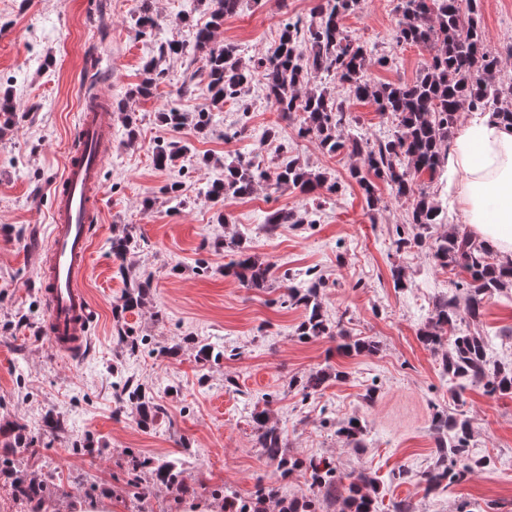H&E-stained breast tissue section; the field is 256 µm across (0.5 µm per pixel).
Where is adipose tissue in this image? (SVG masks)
I'll use <instances>...</instances> for the list:
<instances>
[{"label":"adipose tissue","instance_id":"1","mask_svg":"<svg viewBox=\"0 0 512 512\" xmlns=\"http://www.w3.org/2000/svg\"><path fill=\"white\" fill-rule=\"evenodd\" d=\"M448 172L457 202L477 235L512 258V129L495 113L477 112L454 134Z\"/></svg>","mask_w":512,"mask_h":512}]
</instances>
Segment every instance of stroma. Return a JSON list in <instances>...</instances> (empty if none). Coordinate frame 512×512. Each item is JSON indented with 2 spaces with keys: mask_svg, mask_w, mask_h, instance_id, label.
<instances>
[{
  "mask_svg": "<svg viewBox=\"0 0 512 512\" xmlns=\"http://www.w3.org/2000/svg\"><path fill=\"white\" fill-rule=\"evenodd\" d=\"M399 0H362L344 26L357 41L386 57L372 67L374 81H414L428 49L395 40ZM317 0H243L225 18L218 36L245 56L268 54L281 22L309 15ZM139 0H0V89H11L16 122L0 134V451L11 448L25 478L62 484L41 500V512H74L78 501L112 498V512H185L191 502L206 512H224V495L251 497L257 483L282 484L284 495H310L304 472L282 476L276 460L257 442L250 412L268 402L287 455L326 459L343 483L367 474L376 478L384 512L408 501L413 512H512V395L490 396L468 387L454 397L441 377V356L426 347L419 331L435 314L436 301L452 288L454 273L435 265L419 247L393 245L406 206L378 183L380 203L368 209L350 178L357 160L326 153L316 140L297 134L298 120H282L260 83L241 103L213 113L208 137L192 127L169 129L159 112L179 103L195 114L205 93L177 98L176 90L203 63L193 53L167 58L165 77L152 96H134L142 63L153 56L152 39L138 36L133 17ZM479 18L490 51L502 55L512 77V0H480ZM167 36L193 44L208 16L202 0H168ZM97 84L111 103L134 114L139 139L126 146V129L112 121V151L102 165L101 222L94 228L85 286L94 308L90 341L80 356H60L42 336L43 301L37 276L38 250L46 244L52 184L73 149L86 84ZM358 132L391 137L396 121L369 102L350 100ZM247 114L243 137L226 130ZM279 139L263 144L266 129ZM176 141L187 152L175 169L156 168V141ZM265 145L268 154L299 159L341 182L325 197L315 225L285 224L262 230L276 209H304L308 199L294 190L258 188L227 202L228 221H216V206L204 194L222 178L218 166L201 165L209 154L224 160ZM182 184L180 201L162 191ZM132 237L127 274L112 255L114 231ZM239 236L252 252L279 269H318L325 279L320 298L331 321L353 336L377 341L378 349L355 357L336 353L335 341H300L302 311L284 304L282 285L268 290L242 287L222 269L231 256L216 239ZM403 269L406 286L394 288L391 269ZM150 275L151 292L135 312L116 320L112 308L127 280ZM139 336L137 353L118 342L119 326ZM480 327L492 340L491 361L512 359V294L487 300ZM237 348L236 358L198 356L201 345ZM345 371L320 394L303 396L297 378L324 365ZM235 386H228V379ZM132 380L161 405L153 423L140 425L121 404L122 384ZM373 402H365L366 393ZM469 419L471 451L491 457L490 469L468 475L449 490L426 491L416 480L433 461L435 408ZM370 430L365 447L353 448L336 431L351 416ZM58 418L63 431L46 426ZM185 459L184 486H165L149 472H133L128 453ZM406 470L407 480L394 471Z\"/></svg>",
  "mask_w": 512,
  "mask_h": 512,
  "instance_id": "1",
  "label": "stroma"
}]
</instances>
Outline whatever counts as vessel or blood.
<instances>
[{
	"label": "vessel or blood",
	"instance_id": "1",
	"mask_svg": "<svg viewBox=\"0 0 512 512\" xmlns=\"http://www.w3.org/2000/svg\"><path fill=\"white\" fill-rule=\"evenodd\" d=\"M77 142L55 185L48 242L38 263L44 332L54 350L67 357L83 352L93 322L83 281L92 232L100 218L101 160L112 146V111L100 87L86 88Z\"/></svg>",
	"mask_w": 512,
	"mask_h": 512
}]
</instances>
